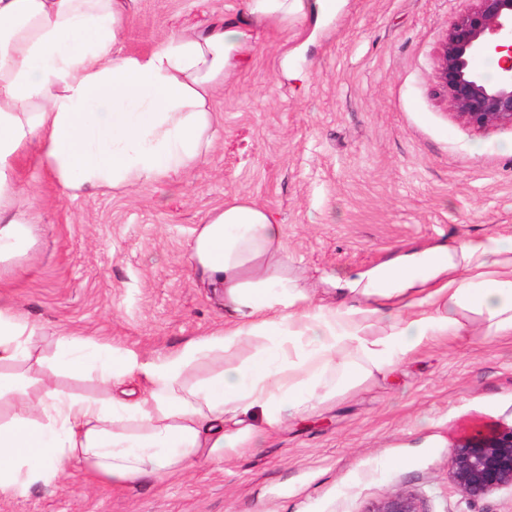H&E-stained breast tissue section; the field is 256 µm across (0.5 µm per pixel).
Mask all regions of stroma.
Listing matches in <instances>:
<instances>
[{"label": "stroma", "instance_id": "1", "mask_svg": "<svg viewBox=\"0 0 512 512\" xmlns=\"http://www.w3.org/2000/svg\"><path fill=\"white\" fill-rule=\"evenodd\" d=\"M244 2L137 0L121 51L148 56ZM305 5L257 31L248 67L214 94L213 146L188 172L70 197L38 144L19 156L34 224L0 262V295L41 329L29 377L96 396L95 374L62 371L59 338L145 361L222 328L224 305L189 255L234 196L277 214L288 274L317 298L329 275L356 281L405 253L512 236V128L472 129L436 87L439 43L469 0ZM484 329L476 319L470 335L430 342L223 464L123 486L78 467L58 487L0 497V512H365L400 490L425 512H512V487L471 502L448 477L460 436L512 425V335Z\"/></svg>", "mask_w": 512, "mask_h": 512}]
</instances>
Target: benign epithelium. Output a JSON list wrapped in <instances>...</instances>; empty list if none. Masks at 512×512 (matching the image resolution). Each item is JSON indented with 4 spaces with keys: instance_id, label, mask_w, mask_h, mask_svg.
<instances>
[{
    "instance_id": "benign-epithelium-1",
    "label": "benign epithelium",
    "mask_w": 512,
    "mask_h": 512,
    "mask_svg": "<svg viewBox=\"0 0 512 512\" xmlns=\"http://www.w3.org/2000/svg\"><path fill=\"white\" fill-rule=\"evenodd\" d=\"M497 58L487 76L481 62ZM437 84L456 117L477 131L512 128V0H470L448 27L437 55ZM449 478L469 500L512 487V426L475 429L453 447ZM366 512H425L409 491L388 494Z\"/></svg>"
}]
</instances>
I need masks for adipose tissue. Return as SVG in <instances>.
<instances>
[{"label":"adipose tissue","mask_w":512,"mask_h":512,"mask_svg":"<svg viewBox=\"0 0 512 512\" xmlns=\"http://www.w3.org/2000/svg\"><path fill=\"white\" fill-rule=\"evenodd\" d=\"M133 2L0 0V261L31 232L13 179L29 143L73 197L187 171L211 146L214 93L252 54L255 30L304 9L303 0H246L244 15L136 57L118 48ZM191 258L224 295L223 328L117 365L69 340L65 369L97 367L99 398L48 384L34 397L22 378H0L1 497L57 485L79 465L115 485L161 482L242 454L285 416L333 399L337 384L387 375L437 337L468 335L472 319L487 338L512 335V236L402 255L325 303L289 279L274 213L235 197L198 227ZM375 321L388 331L367 339ZM37 333L0 299V367L30 360ZM249 337L262 344L248 360L191 380ZM129 379L143 389H125Z\"/></svg>","instance_id":"obj_1"}]
</instances>
